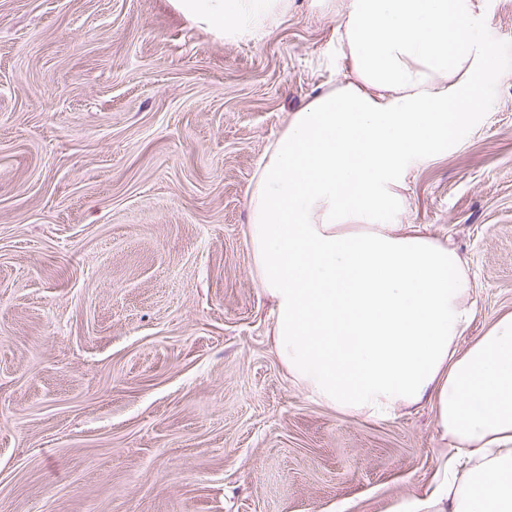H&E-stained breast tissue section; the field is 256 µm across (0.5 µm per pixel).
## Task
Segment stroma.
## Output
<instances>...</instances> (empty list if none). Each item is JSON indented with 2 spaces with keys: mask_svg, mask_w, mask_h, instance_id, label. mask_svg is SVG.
<instances>
[{
  "mask_svg": "<svg viewBox=\"0 0 512 512\" xmlns=\"http://www.w3.org/2000/svg\"><path fill=\"white\" fill-rule=\"evenodd\" d=\"M492 111L410 167L403 210L466 263V347L512 312V0H485ZM291 0L229 43L170 0H0V512H397L442 462L430 402L346 415L289 380L247 189L343 79Z\"/></svg>",
  "mask_w": 512,
  "mask_h": 512,
  "instance_id": "stroma-1",
  "label": "stroma"
}]
</instances>
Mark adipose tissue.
Instances as JSON below:
<instances>
[{"mask_svg": "<svg viewBox=\"0 0 512 512\" xmlns=\"http://www.w3.org/2000/svg\"><path fill=\"white\" fill-rule=\"evenodd\" d=\"M485 0H346L344 81L295 111L248 189L272 342L310 397L373 420L431 400L449 454L403 512H512V313L466 348L465 262L411 224L387 223L406 170L490 111ZM229 42L281 22L289 0H171Z\"/></svg>", "mask_w": 512, "mask_h": 512, "instance_id": "ef3b65f1", "label": "adipose tissue"}]
</instances>
